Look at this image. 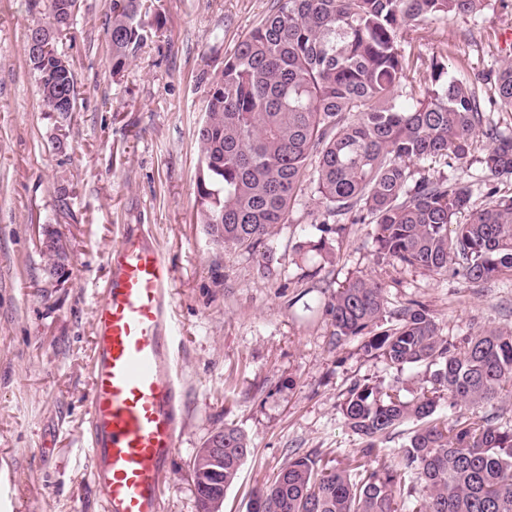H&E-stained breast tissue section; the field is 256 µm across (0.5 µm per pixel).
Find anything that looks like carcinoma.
Listing matches in <instances>:
<instances>
[{
  "label": "carcinoma",
  "instance_id": "carcinoma-1",
  "mask_svg": "<svg viewBox=\"0 0 512 512\" xmlns=\"http://www.w3.org/2000/svg\"><path fill=\"white\" fill-rule=\"evenodd\" d=\"M485 0H273L270 13L224 58L212 79L197 131L200 223L222 248L260 251L266 274L278 261L268 241L303 186L318 195L319 235L297 249L323 256L339 217L376 226L378 254L407 267L471 283L512 275V194L484 184L477 208L471 185L454 175L431 178L418 164L469 162L473 141H487L481 166L512 176V137L486 116L482 87L446 80L444 57L427 66L431 86L404 90L414 67L398 34L426 20L476 13ZM45 10L43 48L25 45L44 106L67 112L76 102L72 64L56 40L70 30L78 0H30ZM112 77L120 75L161 26L160 0H109ZM153 17L154 25L145 23ZM485 82L512 112V60ZM469 213L467 222L459 216ZM336 339L363 336L365 352L390 366L425 365L429 386L404 402L390 387L356 383L340 406L361 439L352 463L328 469L294 457L252 502L263 512H512V425L494 410L512 387V329L488 327L458 346L429 311L412 303L391 310L382 285L349 279L324 304ZM448 392V413L437 393ZM412 423L397 464L381 443ZM240 429L224 427V488L250 454Z\"/></svg>",
  "mask_w": 512,
  "mask_h": 512
}]
</instances>
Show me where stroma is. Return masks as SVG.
Here are the masks:
<instances>
[{"label": "stroma", "instance_id": "obj_1", "mask_svg": "<svg viewBox=\"0 0 512 512\" xmlns=\"http://www.w3.org/2000/svg\"><path fill=\"white\" fill-rule=\"evenodd\" d=\"M273 0H162L160 29L120 78L110 74L107 0H80L58 48L72 62L77 104L66 122L47 112L25 55L45 23L29 0H0V512H100L86 459L94 297L126 225H141L173 271L184 425L165 512H197L195 452L212 431L242 430L251 453L224 494L223 512H248L289 458L345 466L360 440L340 405L353 383L417 396L426 366L396 370L362 337L337 341L320 307L343 282L383 283L391 308L425 306L442 335L462 342L512 328V276L476 286L379 259L375 227L343 219L330 257L302 254L319 201L306 190L270 238L279 260L216 246L196 220L197 130L211 80L269 14ZM512 0L403 31L405 51L448 55V76L478 83L512 60L502 33ZM65 148L53 150L55 139ZM69 191L60 201L59 186ZM53 226L69 274L46 278L41 238Z\"/></svg>", "mask_w": 512, "mask_h": 512}]
</instances>
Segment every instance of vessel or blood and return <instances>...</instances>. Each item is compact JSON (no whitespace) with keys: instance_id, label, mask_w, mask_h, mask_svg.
I'll use <instances>...</instances> for the list:
<instances>
[{"instance_id":"obj_1","label":"vessel or blood","mask_w":512,"mask_h":512,"mask_svg":"<svg viewBox=\"0 0 512 512\" xmlns=\"http://www.w3.org/2000/svg\"><path fill=\"white\" fill-rule=\"evenodd\" d=\"M95 297L88 454L103 512H163L183 423L171 359L172 268L125 230Z\"/></svg>"}]
</instances>
